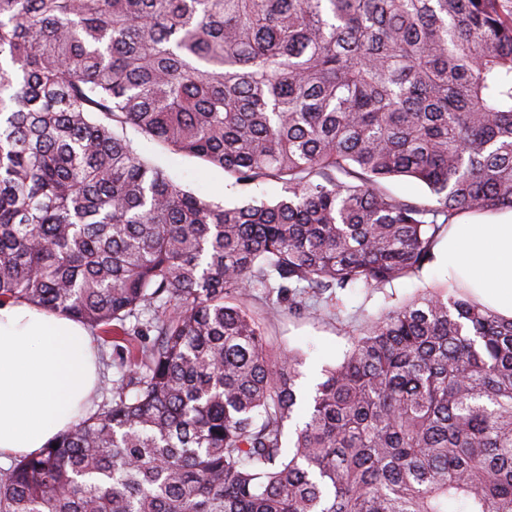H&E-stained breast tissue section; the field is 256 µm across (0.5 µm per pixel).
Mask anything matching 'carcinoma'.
I'll return each mask as SVG.
<instances>
[{"label": "carcinoma", "mask_w": 512, "mask_h": 512, "mask_svg": "<svg viewBox=\"0 0 512 512\" xmlns=\"http://www.w3.org/2000/svg\"><path fill=\"white\" fill-rule=\"evenodd\" d=\"M129 126L282 194L188 191ZM503 208L512 0H0V304L150 337L0 512H512V319L458 284L393 305L287 450L299 359L248 301L383 289Z\"/></svg>", "instance_id": "cac0c4a2"}]
</instances>
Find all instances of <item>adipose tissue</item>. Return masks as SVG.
<instances>
[{"label":"adipose tissue","mask_w":512,"mask_h":512,"mask_svg":"<svg viewBox=\"0 0 512 512\" xmlns=\"http://www.w3.org/2000/svg\"><path fill=\"white\" fill-rule=\"evenodd\" d=\"M449 281L512 319V209L455 221L442 238ZM93 338L66 314L0 305V455L31 456L69 430L98 380Z\"/></svg>","instance_id":"ef3b65f1"}]
</instances>
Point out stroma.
I'll return each instance as SVG.
<instances>
[{
	"label": "stroma",
	"instance_id": "1",
	"mask_svg": "<svg viewBox=\"0 0 512 512\" xmlns=\"http://www.w3.org/2000/svg\"><path fill=\"white\" fill-rule=\"evenodd\" d=\"M133 139L144 158L162 166L176 183L211 200L241 205L254 196L274 199L281 191L280 184L274 181L244 189L231 186L222 169L206 166L194 157L170 154L142 134H134ZM445 278L446 272L436 260L418 276L395 282L392 288L377 290L359 286L341 292L339 309L330 317L320 319L284 311L266 322L264 328L274 348H289L299 353L301 376L311 375L320 381L324 369L336 364L350 348L355 330L380 317L394 302L410 298Z\"/></svg>",
	"mask_w": 512,
	"mask_h": 512
}]
</instances>
